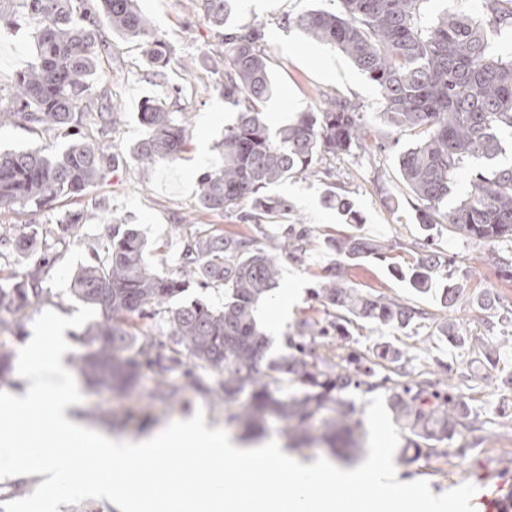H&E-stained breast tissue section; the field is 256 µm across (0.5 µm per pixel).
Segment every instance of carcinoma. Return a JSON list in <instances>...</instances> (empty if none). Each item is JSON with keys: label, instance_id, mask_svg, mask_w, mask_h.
<instances>
[{"label": "carcinoma", "instance_id": "carcinoma-1", "mask_svg": "<svg viewBox=\"0 0 512 512\" xmlns=\"http://www.w3.org/2000/svg\"><path fill=\"white\" fill-rule=\"evenodd\" d=\"M198 2L224 47L210 64L224 77V102L238 112L224 129L218 161L199 177L198 207L253 224L276 223L292 205L266 194L269 186L311 172L328 156L366 150L374 135L360 108L336 97L271 131L263 115L273 89L263 25H230L235 0ZM332 2L336 8L308 11L287 23L345 53L379 89L385 124L417 136L399 154V169L420 203L424 230L438 224L486 244L487 261L512 277V250L499 248L512 244V164L498 163L506 151L503 134H512V55L492 47L493 37L512 32V0H483L479 21L453 13L429 25L421 22L425 0ZM14 16L35 25L37 44L28 68L0 93V124L19 120L34 130L66 128L72 140L58 155L42 149L0 153V209L32 202L49 211L102 183L121 162L106 142L116 116L112 99L89 94L106 47L99 18L108 19L114 35L142 41L146 62L159 78L170 50L154 38L136 0H0V20ZM140 120L148 134L131 149L137 164L172 161L187 149V113L148 99ZM479 162L484 168L472 174L467 194L448 205L456 177ZM83 223L84 213L76 210L57 224H29L22 233L0 225V264L11 267L0 282V333L21 337L28 309L48 292L42 286L46 269L60 258L52 242L77 235ZM310 240V228L301 223L269 246L215 229L184 238L177 274L162 277L145 262L141 234L113 224L101 251L71 282V293L101 313L82 332L87 351L78 370L95 386L120 392L135 389L150 370L156 398L178 401L193 390L223 402L228 424L258 432L272 417L283 423L288 441L330 448L358 445L361 421L352 394L384 388L395 419L410 434L406 448L448 454L443 444L462 428L478 430L477 418L440 380L414 376L402 352L383 348L389 374L371 382L374 372L359 358L310 348L315 336L328 331L302 321L284 337L286 353L266 359L268 339L258 329L255 306L277 287L281 259L303 254ZM327 243L351 261L381 257L385 249L359 235ZM415 253L409 281L425 292L451 259L428 237L415 244ZM214 286L224 287L221 309L200 300L170 306L190 287ZM316 295L342 321L385 326L408 324L418 315L346 285L339 268L325 272ZM162 312L167 333L157 336L151 322Z\"/></svg>", "mask_w": 512, "mask_h": 512}]
</instances>
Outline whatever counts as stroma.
Masks as SVG:
<instances>
[{
    "instance_id": "stroma-1",
    "label": "stroma",
    "mask_w": 512,
    "mask_h": 512,
    "mask_svg": "<svg viewBox=\"0 0 512 512\" xmlns=\"http://www.w3.org/2000/svg\"><path fill=\"white\" fill-rule=\"evenodd\" d=\"M138 4L155 37L173 49L164 77L152 76L140 41L113 36L105 23L101 32L109 52L90 81L93 96H110L119 106L111 141L114 150L125 157L123 166L112 172L104 185L53 210L32 204L0 210V225L19 227L56 224L70 210L85 214L78 236L56 246L61 258L45 273L48 294L29 309L25 335H32L31 322L44 310H58L69 317L77 313L71 278L90 262L92 249L106 238L112 220L141 233L147 242L145 259L162 276L176 274L183 238L203 225L217 226L227 234L248 235L261 244L279 232L275 224L263 230L228 215L198 211V178L217 160L224 129L237 118L219 90L220 75L208 64L219 42L197 0H138ZM330 5L331 0H237L233 15L234 24L265 27L275 87L263 110L272 128L317 111L321 99L331 96L359 104L376 140L370 151L357 149L324 159L313 174H296L269 186V195L288 198L294 206L292 219L307 224L312 237L305 254L282 259L279 290L257 305V323L270 339L266 356L271 359L283 354L284 336L299 322L324 321L326 314L315 290L327 268L343 266L348 285L412 307L419 316L405 327H380L362 320L344 324L332 338L334 347L341 352L356 351L373 367L382 344H391L405 354L415 371L447 374L449 384L483 424L479 437L465 431L455 435L450 442L452 452L445 456L397 449L394 463L400 478L408 483L427 481L436 495L476 483L485 474L512 483V323L501 321L502 309H512V280L487 263L485 244L445 232L438 234L436 245L453 260V276L437 277L435 290L422 294L411 288L408 279L394 273V266L413 264L412 244L422 235L417 202L401 178L398 161L414 134L387 131L375 85L344 53L305 38L286 22L287 17ZM35 42L33 27L0 25V88H10L16 75L27 68ZM148 98L167 101L188 113L190 147L174 162L144 168L127 153L147 134L139 112ZM68 144V137L57 130L33 131L19 122L0 126L1 151L39 146L58 154ZM330 191L348 196L361 223H346L336 208L326 204L325 195ZM344 234L380 241L385 246L384 258L345 260L325 244L327 237ZM451 279L457 282L460 295L445 306L439 289ZM294 287L299 297L287 318L279 325H269L266 314L278 307L282 289ZM444 320L460 326L464 335L485 340L487 353L440 336L438 324ZM154 384L155 376L149 371L135 391L123 396L80 384L79 413L97 427L105 418H113L116 426L111 434L116 438L137 437L199 410L211 421L223 423L224 406L212 397L188 391L178 402L163 401L153 397Z\"/></svg>"
}]
</instances>
